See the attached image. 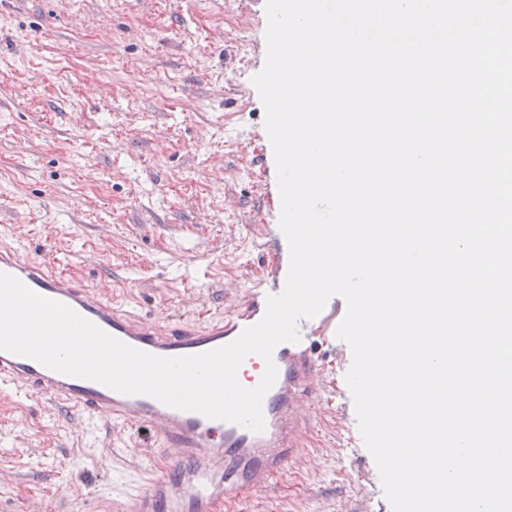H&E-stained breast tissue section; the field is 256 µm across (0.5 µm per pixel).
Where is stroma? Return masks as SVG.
I'll return each mask as SVG.
<instances>
[{
  "label": "stroma",
  "mask_w": 512,
  "mask_h": 512,
  "mask_svg": "<svg viewBox=\"0 0 512 512\" xmlns=\"http://www.w3.org/2000/svg\"><path fill=\"white\" fill-rule=\"evenodd\" d=\"M254 0H0V240L112 301L207 320L287 272ZM320 469H292L245 512H360L363 447L312 427ZM150 452L114 427L0 392V512H112Z\"/></svg>",
  "instance_id": "stroma-1"
}]
</instances>
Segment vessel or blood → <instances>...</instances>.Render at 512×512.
<instances>
[{"mask_svg": "<svg viewBox=\"0 0 512 512\" xmlns=\"http://www.w3.org/2000/svg\"><path fill=\"white\" fill-rule=\"evenodd\" d=\"M0 272L72 308L120 341L162 357L200 354L230 343L263 317L270 294L266 288L244 292L229 284L225 295L239 302L224 317L206 323L160 320L113 303L56 271L52 262L27 257L12 245L0 244ZM342 318L336 306H326L314 320H300L299 342L275 348L278 375L263 399L265 428L259 433L169 407L148 395L122 394L4 351L0 390L128 428L137 447L159 449L145 488L113 500V512H216L226 500L241 504L272 488L291 467L315 468L317 454L307 435L323 405L333 407L337 443L352 433L354 410L343 398L345 386L334 382L316 351L317 344L335 343Z\"/></svg>", "mask_w": 512, "mask_h": 512, "instance_id": "obj_1", "label": "vessel or blood"}]
</instances>
